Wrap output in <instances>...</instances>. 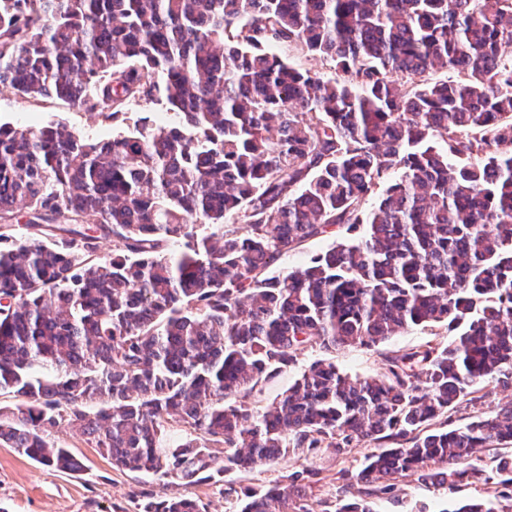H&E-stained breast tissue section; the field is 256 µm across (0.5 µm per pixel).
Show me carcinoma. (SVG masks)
Instances as JSON below:
<instances>
[{"instance_id": "obj_1", "label": "carcinoma", "mask_w": 512, "mask_h": 512, "mask_svg": "<svg viewBox=\"0 0 512 512\" xmlns=\"http://www.w3.org/2000/svg\"><path fill=\"white\" fill-rule=\"evenodd\" d=\"M0 85L125 124H0V446L78 472L44 436L73 426L123 471L194 482L372 445L324 512H372L404 476L512 489V455L479 456L512 441V400L442 426L483 380L512 390V0H0ZM336 224L361 231L270 272ZM437 325L448 344L377 377L317 360L253 405L313 343ZM315 476L244 489L240 512H289ZM443 512H512V492ZM274 50L288 57L292 63L304 69H309L312 72L319 74L325 79L337 78L340 73L334 68L333 64L319 57H307L298 49L287 50L284 46L275 47Z\"/></svg>"}]
</instances>
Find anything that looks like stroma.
I'll return each mask as SVG.
<instances>
[{
    "label": "stroma",
    "mask_w": 512,
    "mask_h": 512,
    "mask_svg": "<svg viewBox=\"0 0 512 512\" xmlns=\"http://www.w3.org/2000/svg\"><path fill=\"white\" fill-rule=\"evenodd\" d=\"M43 126L63 123L77 134L96 140L108 139L117 129L95 113L60 100L32 101L19 97L7 86H0V123ZM346 227L333 226L320 239L305 242L281 256L272 272L291 271L308 264L316 254L347 240ZM446 328L412 327L377 347H341L324 352L319 345L309 346L299 357L296 368L283 372L264 387V404H271L312 361L329 358L343 372L359 377L383 373L388 357L417 349L426 342L447 343ZM49 442L63 445L83 464L77 473H62L37 464L16 449L0 446V512H139L146 500L187 497L197 500L203 512H236V501L225 494L227 483L236 488L259 489L281 481L283 476L302 468L315 470L314 483L300 492L301 504L313 512H324L340 496L337 473L359 466L368 449L359 444L339 453L324 449L317 456L290 455L275 464H258L247 472H227L217 480L187 483L165 477H143L113 468L80 431L67 426L47 429ZM474 487L460 485L447 490L421 483L416 477L400 479L395 489L374 499V512H441L446 501L475 497Z\"/></svg>",
    "instance_id": "35a3bbf8"
}]
</instances>
